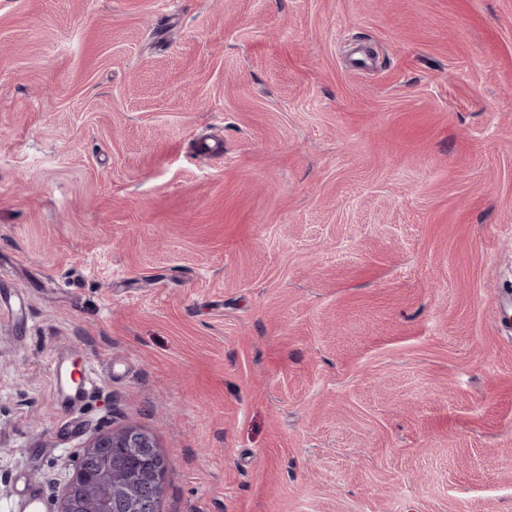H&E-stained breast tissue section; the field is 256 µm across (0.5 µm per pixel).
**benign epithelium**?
I'll use <instances>...</instances> for the list:
<instances>
[{
  "label": "benign epithelium",
  "mask_w": 512,
  "mask_h": 512,
  "mask_svg": "<svg viewBox=\"0 0 512 512\" xmlns=\"http://www.w3.org/2000/svg\"><path fill=\"white\" fill-rule=\"evenodd\" d=\"M170 459L154 437L136 426L102 433L90 440L65 489L59 512H161ZM122 475L124 488L89 509L92 488Z\"/></svg>",
  "instance_id": "1"
}]
</instances>
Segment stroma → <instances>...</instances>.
<instances>
[{
  "label": "stroma",
  "instance_id": "35a3bbf8",
  "mask_svg": "<svg viewBox=\"0 0 512 512\" xmlns=\"http://www.w3.org/2000/svg\"><path fill=\"white\" fill-rule=\"evenodd\" d=\"M511 283L512 0H0V512H512ZM78 373L60 357L52 360L50 375L64 404H69L76 399L83 398L93 392L97 385L95 370L91 364H87ZM83 448L81 463L67 484L59 512H161L171 465L148 431L126 426L98 434ZM123 450L129 451L139 464L131 467ZM117 474L124 478L123 491L112 494L118 491L119 484L101 487L100 496L112 497L98 499L90 510L91 489L110 483ZM13 510L19 512H47V505L43 498L28 486L26 481H22Z\"/></svg>",
  "mask_w": 512,
  "mask_h": 512
}]
</instances>
